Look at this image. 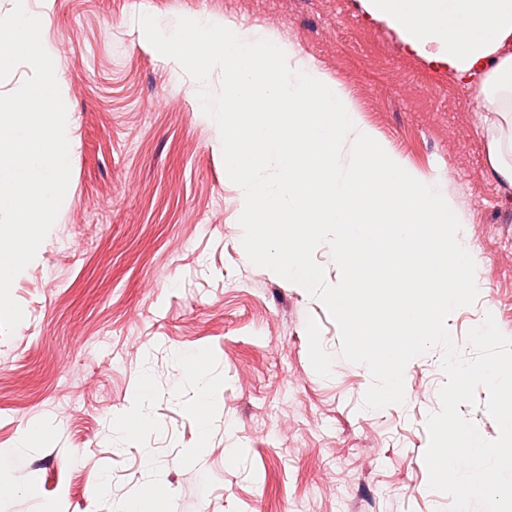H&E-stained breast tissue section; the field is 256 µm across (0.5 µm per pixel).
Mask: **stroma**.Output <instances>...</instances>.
Instances as JSON below:
<instances>
[{"instance_id": "1", "label": "stroma", "mask_w": 512, "mask_h": 512, "mask_svg": "<svg viewBox=\"0 0 512 512\" xmlns=\"http://www.w3.org/2000/svg\"><path fill=\"white\" fill-rule=\"evenodd\" d=\"M29 6L57 59L73 155L57 219L12 284L24 318L0 335V454L12 461L0 512H126L134 500L146 512H447L424 462L440 350L407 364L404 403L364 407L371 373L342 357L323 303L248 260L219 129L138 18L210 16L284 43L407 167L441 177L476 265V303L448 320L469 357L485 315L512 337V186L487 163L482 93L360 0ZM190 361L216 389L204 416ZM133 410L151 428L129 437ZM157 484L165 498H150Z\"/></svg>"}]
</instances>
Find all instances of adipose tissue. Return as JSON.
<instances>
[{
    "label": "adipose tissue",
    "mask_w": 512,
    "mask_h": 512,
    "mask_svg": "<svg viewBox=\"0 0 512 512\" xmlns=\"http://www.w3.org/2000/svg\"><path fill=\"white\" fill-rule=\"evenodd\" d=\"M374 20L396 29L415 52L437 46V63L458 80L478 86L487 160L512 184V0H361Z\"/></svg>",
    "instance_id": "1"
}]
</instances>
